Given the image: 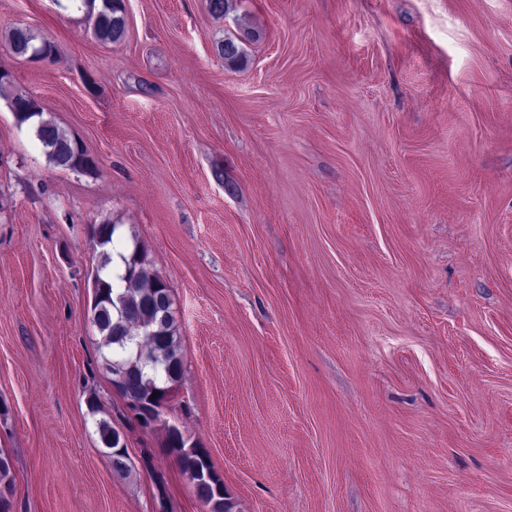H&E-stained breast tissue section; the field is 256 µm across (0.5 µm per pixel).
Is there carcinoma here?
<instances>
[{
    "mask_svg": "<svg viewBox=\"0 0 512 512\" xmlns=\"http://www.w3.org/2000/svg\"><path fill=\"white\" fill-rule=\"evenodd\" d=\"M101 8L91 14L94 37L103 43H115L125 34L124 0H101ZM8 48L21 57L35 61L54 60L55 45L29 29L15 28L8 36ZM219 54L230 66L243 58L238 42L224 39L217 45ZM11 74L0 71V96L5 97L18 126L30 125L38 118L32 133L48 163L55 167L85 174L98 170L96 159L82 141L56 122L44 117L38 101L26 92L10 90ZM118 225L109 220L88 225V236L98 263L93 274L91 322L101 336L100 366L109 375L121 368L123 379L115 383L116 391L133 407L141 403L160 414L158 408L169 401L176 383L184 374V353L179 336L176 310L166 280L153 269L145 246L135 232H130L132 246L114 251ZM124 265L121 273L113 272V257ZM159 392L153 396V392ZM100 439L119 474L130 472L126 454L118 451L120 433L110 421H97ZM166 445L176 453V461L192 483L194 494L211 505V512H233L234 505L224 490V481L214 469L207 452L188 445L183 436L166 432ZM14 476L9 456L0 452V512H11Z\"/></svg>",
    "mask_w": 512,
    "mask_h": 512,
    "instance_id": "carcinoma-1",
    "label": "carcinoma"
}]
</instances>
